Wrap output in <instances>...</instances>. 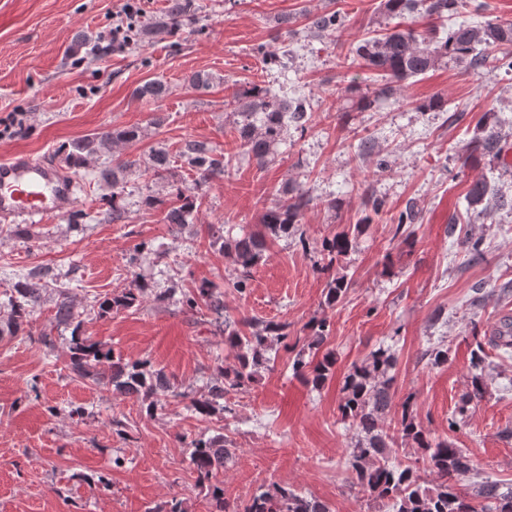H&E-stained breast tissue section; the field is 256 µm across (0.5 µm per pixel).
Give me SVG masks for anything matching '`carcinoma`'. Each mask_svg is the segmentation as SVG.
Wrapping results in <instances>:
<instances>
[{
	"label": "carcinoma",
	"instance_id": "1",
	"mask_svg": "<svg viewBox=\"0 0 512 512\" xmlns=\"http://www.w3.org/2000/svg\"><path fill=\"white\" fill-rule=\"evenodd\" d=\"M464 0H381L380 9L388 17H404L413 13L427 17L443 18L459 13L467 5ZM473 10L482 9L474 0L468 4ZM194 14L191 0H169L165 18L156 28L175 33L180 27L192 23ZM341 25L334 12L315 15L307 31L319 35ZM503 45H512V23L502 24L487 21L483 25L460 24L437 35L436 31L418 32L410 28L395 26L378 37L360 41L355 54L363 66L379 76L383 84L376 88V96L389 98L394 95V83L409 77L423 75L446 58L457 60L474 71L481 69L489 59L491 50ZM167 94V86L161 81H150L136 90L141 98L159 100ZM235 114L240 117L239 137L242 150L263 163L272 153V147L288 130V121L304 119L306 106L298 100H288L269 89L253 85L233 96ZM142 131L137 126L115 128L92 137H84L64 144L60 152L75 174L88 163L109 149L114 143L134 144L140 140ZM502 147V137L479 119L471 141L461 149L463 163L468 164L477 152L497 154ZM179 157L195 171L197 182L204 185L224 173V156L205 141L189 140L179 151ZM170 152L165 147L150 151L144 161L146 170L161 179L170 171ZM132 174V163L117 161L106 177L112 180L110 196V218L120 224L127 219L123 204L126 179ZM283 198L267 208L263 214L262 230L250 233L231 243H224L221 236L212 237L210 246L223 252L242 268L240 276L231 282V288L244 294L250 269L264 257L267 236L290 235L300 223L304 211L310 204L307 193L299 186H284L280 189ZM171 199L165 209L164 220L168 224L182 226L193 223L194 215L201 205L200 196L186 193L179 186H172ZM495 197L492 186L485 180L473 181L466 193L468 205L477 206L490 202ZM415 215L407 211L400 215L394 236L409 242ZM460 244L470 259L483 256V241L469 234L461 238ZM351 246L347 235L340 234L323 242V250L330 254H345ZM56 285L57 323L71 327L68 366L83 378L100 381L98 367L107 366V384L121 394L146 405V412L153 414L164 408L162 397L177 396L170 379L160 369H152L146 360L131 361L100 342L82 333L80 319L65 288L57 281L46 280V274L30 273L24 281L12 288L8 305L10 317L0 335H32L31 320L40 307L42 294L48 284ZM148 284L135 282L134 287L119 293L106 295L98 300L97 315L107 316L114 309H131L139 306ZM349 281L342 275L331 279L327 286L325 303L334 305L348 290ZM181 305L195 312L206 308L224 324V344L234 352L232 365L220 368L221 379L212 384L207 394L191 401V407L200 415L208 416L216 411L231 412L222 403L231 391L245 390L257 382L258 369L269 365L267 356L274 342L288 345V324L260 323L255 319L231 322L224 318V293L211 287L206 281L182 293ZM496 346L512 348V319H504L493 332ZM306 348L300 349L292 362L295 376L318 387L332 375L335 360L326 356L315 366L305 359ZM396 359L384 351L352 366L345 376L343 398L339 411L344 420L356 431L357 442L352 451L351 467L360 485L372 496L387 500L393 512H512V492L502 493L494 484L484 482L471 488L461 487L462 477L470 472V465L463 450L446 441L434 442L421 422L416 420L409 402L401 410L392 412V378L388 372ZM472 390L458 407L456 415L448 419V427L458 426L465 417L468 406L483 398L486 382L482 374L471 378ZM400 442L420 452L426 466L414 463H391L388 458L390 445ZM189 465L195 481L208 488L213 502V512H331L329 506L305 495L287 483L274 484L250 498L230 504L224 501V488L218 475L232 456L231 449L224 447V435L200 437L191 440ZM437 477L434 488L426 487L425 473Z\"/></svg>",
	"mask_w": 512,
	"mask_h": 512
}]
</instances>
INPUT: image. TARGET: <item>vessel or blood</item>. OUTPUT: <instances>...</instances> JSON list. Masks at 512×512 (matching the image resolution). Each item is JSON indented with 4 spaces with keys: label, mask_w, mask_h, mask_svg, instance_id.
Returning <instances> with one entry per match:
<instances>
[{
    "label": "vessel or blood",
    "mask_w": 512,
    "mask_h": 512,
    "mask_svg": "<svg viewBox=\"0 0 512 512\" xmlns=\"http://www.w3.org/2000/svg\"><path fill=\"white\" fill-rule=\"evenodd\" d=\"M76 179L61 165L17 154L0 161V223L40 224L77 204Z\"/></svg>",
    "instance_id": "1"
}]
</instances>
